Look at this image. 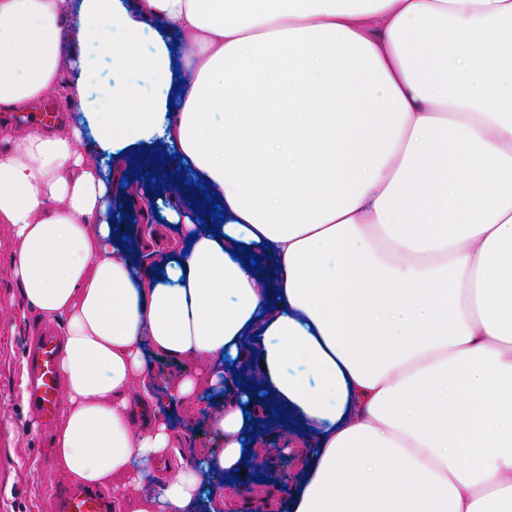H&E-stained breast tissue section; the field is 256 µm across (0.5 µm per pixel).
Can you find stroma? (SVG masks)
<instances>
[{
  "label": "stroma",
  "mask_w": 512,
  "mask_h": 512,
  "mask_svg": "<svg viewBox=\"0 0 512 512\" xmlns=\"http://www.w3.org/2000/svg\"><path fill=\"white\" fill-rule=\"evenodd\" d=\"M9 228L0 224V448L7 465L0 475V512H47L53 475L52 431L29 408L24 390L27 332L37 315L23 301L10 275ZM172 419L188 432L186 461L211 454L218 444L205 413L195 404L174 407Z\"/></svg>",
  "instance_id": "stroma-1"
}]
</instances>
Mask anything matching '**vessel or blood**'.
I'll use <instances>...</instances> for the list:
<instances>
[{"instance_id": "vessel-or-blood-1", "label": "vessel or blood", "mask_w": 512, "mask_h": 512, "mask_svg": "<svg viewBox=\"0 0 512 512\" xmlns=\"http://www.w3.org/2000/svg\"><path fill=\"white\" fill-rule=\"evenodd\" d=\"M4 121L21 120L29 126L47 129L59 115L55 112H8ZM62 341L53 331L40 333L26 352L27 388L30 403L45 422L54 421L60 404L57 363ZM48 512H116L111 496L92 488L62 489L51 499Z\"/></svg>"}]
</instances>
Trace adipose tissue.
I'll return each instance as SVG.
<instances>
[{
  "instance_id": "1",
  "label": "adipose tissue",
  "mask_w": 512,
  "mask_h": 512,
  "mask_svg": "<svg viewBox=\"0 0 512 512\" xmlns=\"http://www.w3.org/2000/svg\"><path fill=\"white\" fill-rule=\"evenodd\" d=\"M63 95L111 176L80 123L0 126L12 278L63 341L55 477L224 512L286 437L289 512H512V0H80L72 29L0 0V112ZM156 138L178 196L129 195L130 254L109 201ZM158 356L200 371L156 394ZM206 394L220 448L170 465L164 407Z\"/></svg>"
}]
</instances>
